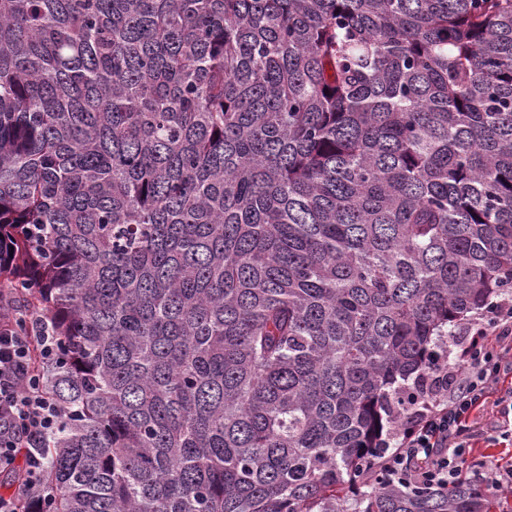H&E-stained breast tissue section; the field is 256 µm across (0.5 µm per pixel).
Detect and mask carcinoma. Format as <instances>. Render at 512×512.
Segmentation results:
<instances>
[{
    "instance_id": "carcinoma-1",
    "label": "carcinoma",
    "mask_w": 512,
    "mask_h": 512,
    "mask_svg": "<svg viewBox=\"0 0 512 512\" xmlns=\"http://www.w3.org/2000/svg\"><path fill=\"white\" fill-rule=\"evenodd\" d=\"M50 512H491L380 470L512 293V0H0V286ZM19 319L28 322L29 332H16ZM48 318L37 312L23 316L11 292L0 291V469L13 467L21 442L41 439L57 424L58 407L41 395L33 381L30 354L35 345L50 357L57 337Z\"/></svg>"
}]
</instances>
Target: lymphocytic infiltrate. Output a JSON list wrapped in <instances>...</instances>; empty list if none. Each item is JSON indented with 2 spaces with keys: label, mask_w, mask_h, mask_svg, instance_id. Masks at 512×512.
Returning <instances> with one entry per match:
<instances>
[{
  "label": "lymphocytic infiltrate",
  "mask_w": 512,
  "mask_h": 512,
  "mask_svg": "<svg viewBox=\"0 0 512 512\" xmlns=\"http://www.w3.org/2000/svg\"><path fill=\"white\" fill-rule=\"evenodd\" d=\"M29 331H16L18 320ZM57 338L44 314L20 315L11 292L0 291V469L24 462L18 493L0 495V512H47L35 494L44 470L37 448L20 454L21 443L40 439L57 424L58 407L33 383L32 351L51 356ZM444 362L428 373L426 394L411 404L407 421L382 459L386 474L416 484L451 485L466 463L467 450L482 434L478 414L497 383L503 355L512 353V295L495 301L489 316L471 318L449 343Z\"/></svg>",
  "instance_id": "1"
}]
</instances>
